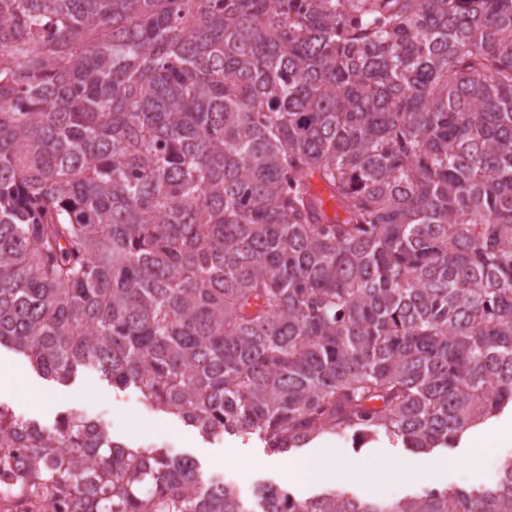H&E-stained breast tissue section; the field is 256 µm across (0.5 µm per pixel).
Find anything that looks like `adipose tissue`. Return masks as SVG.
<instances>
[{
  "mask_svg": "<svg viewBox=\"0 0 512 512\" xmlns=\"http://www.w3.org/2000/svg\"><path fill=\"white\" fill-rule=\"evenodd\" d=\"M465 442V451L458 455L425 459L407 458L394 463L382 457L360 463L321 451L313 453L307 462L282 456H253L249 462L256 466H280L291 482H333L348 475L373 490L388 478L401 481L427 480L438 484L458 469L478 474L479 461L490 444L512 446V423H502L492 431L481 426L472 427L465 433Z\"/></svg>",
  "mask_w": 512,
  "mask_h": 512,
  "instance_id": "1",
  "label": "adipose tissue"
}]
</instances>
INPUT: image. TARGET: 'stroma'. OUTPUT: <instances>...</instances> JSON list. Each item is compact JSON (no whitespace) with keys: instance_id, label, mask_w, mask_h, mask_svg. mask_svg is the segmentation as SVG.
<instances>
[{"instance_id":"1","label":"stroma","mask_w":512,"mask_h":512,"mask_svg":"<svg viewBox=\"0 0 512 512\" xmlns=\"http://www.w3.org/2000/svg\"><path fill=\"white\" fill-rule=\"evenodd\" d=\"M0 405L8 407L19 418L36 421L46 428L52 427L60 415L69 411L76 410L92 418L104 412L110 417L109 432L114 441L132 447L153 445L169 449L176 456L195 460L204 476L221 479L230 474L251 486L260 483L286 485L299 498L310 497L322 489L318 483L287 485L282 471L277 468H253L244 462L230 467L218 464V457L223 456L230 444L260 449L264 443L254 435L224 434L205 438L192 433L190 426L177 416L151 406L137 389L114 388L99 373L91 370L80 372L71 382L60 386L55 400L37 403L24 395L4 394L0 396ZM145 422L157 424V431L140 432L139 426ZM315 445L340 456L367 457L382 449L396 460L409 454L407 448L383 434L360 448L345 436H322L316 439Z\"/></svg>"}]
</instances>
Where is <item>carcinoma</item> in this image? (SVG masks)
I'll list each match as a JSON object with an SVG mask.
<instances>
[{
  "mask_svg": "<svg viewBox=\"0 0 512 512\" xmlns=\"http://www.w3.org/2000/svg\"><path fill=\"white\" fill-rule=\"evenodd\" d=\"M1 345L279 452L511 407L512 0H0ZM12 448L85 512H512V456L253 508L77 411Z\"/></svg>",
  "mask_w": 512,
  "mask_h": 512,
  "instance_id": "1",
  "label": "carcinoma"
}]
</instances>
